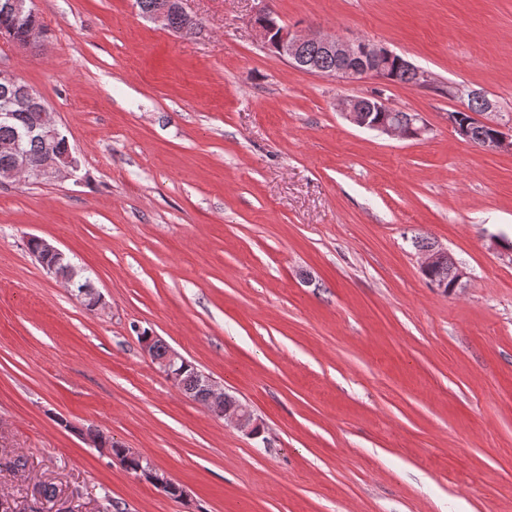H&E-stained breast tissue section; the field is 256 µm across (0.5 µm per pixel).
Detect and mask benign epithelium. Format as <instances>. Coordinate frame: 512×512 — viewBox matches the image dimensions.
Returning <instances> with one entry per match:
<instances>
[{
  "instance_id": "benign-epithelium-1",
  "label": "benign epithelium",
  "mask_w": 512,
  "mask_h": 512,
  "mask_svg": "<svg viewBox=\"0 0 512 512\" xmlns=\"http://www.w3.org/2000/svg\"><path fill=\"white\" fill-rule=\"evenodd\" d=\"M176 10L183 14L186 23L178 29L183 34H192L199 27L197 18L185 12L183 0H166V3L145 18L169 27V13ZM5 11L17 15L37 16L36 0H7ZM311 39L319 42L321 52L336 58V68L323 70L316 60L302 53L305 43ZM276 53L292 66L304 69L312 74L321 75L339 82H359L365 79L377 80L382 84L392 83V66L394 53L387 48L362 40L354 41L338 35H329L312 29L284 27L276 37ZM0 95L9 108L8 115L26 112L39 105L38 93L20 84L19 78L9 70L0 68ZM470 100L479 103L480 118L477 122L490 131L486 139L485 149L493 152L512 153V132L505 130L503 125L494 118L497 114L494 103L481 92L467 93ZM340 114L351 124L390 137L406 138V129L388 122L369 123L368 113L390 112L385 101L379 97H352L338 102ZM38 136L52 142H68L52 115H47L46 122L40 128ZM0 153L11 156V165L0 169V184L15 182L20 175L28 170L27 156L15 141H1ZM80 170V161L71 149L49 155L38 168V177L47 179L73 178ZM37 248L33 252L34 259L50 276L60 279L56 259L63 252L53 243L40 237L34 238ZM199 385L205 394L204 406L216 417L233 424L237 430L249 438L258 437L263 429L262 421L255 417L251 410L234 396L226 393L215 381L205 376Z\"/></svg>"
}]
</instances>
